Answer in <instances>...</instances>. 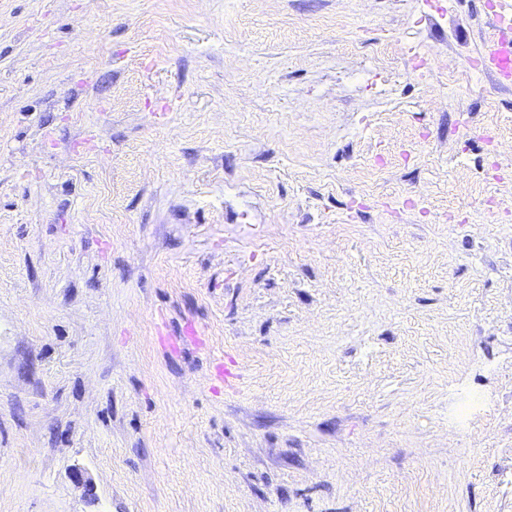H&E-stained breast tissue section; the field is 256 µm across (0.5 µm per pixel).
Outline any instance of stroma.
<instances>
[{
	"label": "stroma",
	"mask_w": 512,
	"mask_h": 512,
	"mask_svg": "<svg viewBox=\"0 0 512 512\" xmlns=\"http://www.w3.org/2000/svg\"><path fill=\"white\" fill-rule=\"evenodd\" d=\"M499 2L0 0V512H512ZM490 25L496 34L484 41L478 53L483 73L490 74L503 87H512V12L503 7L492 13Z\"/></svg>",
	"instance_id": "35a3bbf8"
}]
</instances>
